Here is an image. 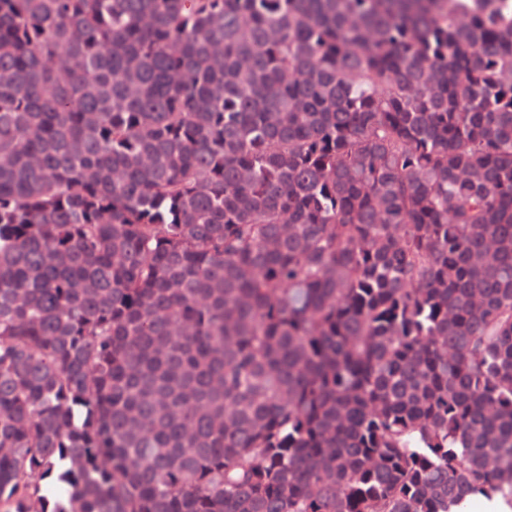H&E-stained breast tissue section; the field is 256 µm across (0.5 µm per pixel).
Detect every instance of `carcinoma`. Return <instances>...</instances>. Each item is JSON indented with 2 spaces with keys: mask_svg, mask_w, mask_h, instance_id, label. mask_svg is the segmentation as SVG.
I'll use <instances>...</instances> for the list:
<instances>
[{
  "mask_svg": "<svg viewBox=\"0 0 512 512\" xmlns=\"http://www.w3.org/2000/svg\"><path fill=\"white\" fill-rule=\"evenodd\" d=\"M0 0V512H512V13Z\"/></svg>",
  "mask_w": 512,
  "mask_h": 512,
  "instance_id": "obj_1",
  "label": "carcinoma"
}]
</instances>
